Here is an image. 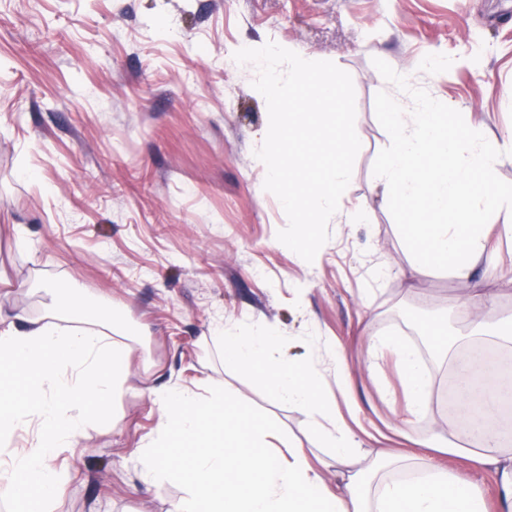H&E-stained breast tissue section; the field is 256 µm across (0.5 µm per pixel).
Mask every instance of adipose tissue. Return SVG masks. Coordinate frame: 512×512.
<instances>
[{
    "mask_svg": "<svg viewBox=\"0 0 512 512\" xmlns=\"http://www.w3.org/2000/svg\"><path fill=\"white\" fill-rule=\"evenodd\" d=\"M392 149L378 172L392 202L403 208L402 231L421 269L447 266L467 287L469 334L512 347V318L491 327L474 316L473 307L494 298V281L476 280L472 271L485 254L489 226L483 214L500 206L495 165L500 147L476 139L461 119L449 120L441 107L398 111L383 102ZM64 299L72 324L55 316L8 323L0 329V446L7 448L18 429L36 423L32 448L0 464V498L17 512H46L63 482L48 464L51 455L72 447L94 417L104 416L122 392L129 344L119 338L118 318L94 308L77 293L46 291ZM370 350L391 347L404 378L402 425L429 416L435 405L431 373L414 344L366 335ZM224 362L238 369L259 370L279 400L305 412L319 445L337 461H358L363 451L352 429L337 419L331 404L316 389L319 369L287 365L275 358V331L263 324L243 328L224 324L211 338ZM469 364L457 367L460 400H479L494 416L502 394L493 367L474 380ZM160 429L137 452L145 483L176 479L185 495L174 512H487L482 489L449 470L451 456L495 469L501 476L500 506L512 512V448L499 430L487 425L469 436L466 411H458L453 428L467 432L465 442L438 432L414 440L404 454L372 451L368 471H356L335 490L324 487L305 449L292 448L287 460L270 453L278 438L277 422L246 412L232 394L210 389L208 395L182 387L153 391ZM407 466L406 477L385 479V464Z\"/></svg>",
    "mask_w": 512,
    "mask_h": 512,
    "instance_id": "ef3b65f1",
    "label": "adipose tissue"
}]
</instances>
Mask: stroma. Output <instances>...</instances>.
Here are the masks:
<instances>
[{
  "label": "stroma",
  "instance_id": "obj_1",
  "mask_svg": "<svg viewBox=\"0 0 512 512\" xmlns=\"http://www.w3.org/2000/svg\"><path fill=\"white\" fill-rule=\"evenodd\" d=\"M512 0H0V311L60 314L40 290L76 289L122 317L132 348L110 417L55 456L65 483L50 512H171L183 485L144 484L136 452L156 434L152 389L217 386L274 419L289 447L330 462L308 419L259 377L204 342L216 325L264 323L294 365L321 363L318 392L361 446L406 451L448 429L445 401L403 426L402 377L362 328L425 347L435 393L448 372L430 326L456 321L465 285L447 267L417 271L376 173L392 148L381 104L465 115L476 137L512 138ZM274 42L350 74L361 142L345 206L310 263L278 245L288 224L254 152L268 128L255 66L226 69L245 46ZM490 257L476 276L499 292L487 322L512 314V204L489 213ZM414 290H407V283ZM346 360L336 386L327 344Z\"/></svg>",
  "mask_w": 512,
  "mask_h": 512
}]
</instances>
